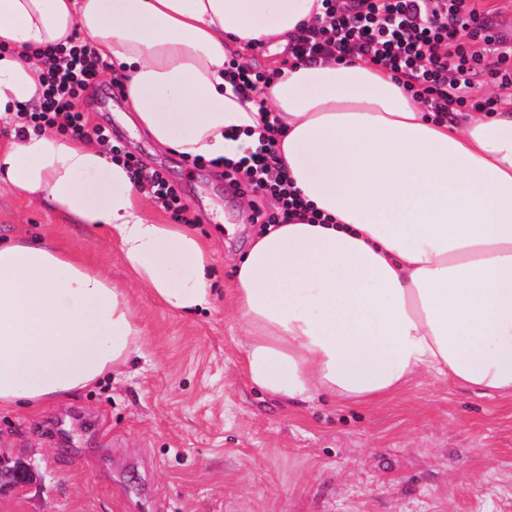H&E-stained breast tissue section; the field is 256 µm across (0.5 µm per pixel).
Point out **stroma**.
Returning a JSON list of instances; mask_svg holds the SVG:
<instances>
[{
	"instance_id": "stroma-1",
	"label": "stroma",
	"mask_w": 512,
	"mask_h": 512,
	"mask_svg": "<svg viewBox=\"0 0 512 512\" xmlns=\"http://www.w3.org/2000/svg\"><path fill=\"white\" fill-rule=\"evenodd\" d=\"M103 87L88 126L175 186L213 249L210 309L179 315L139 287L101 228L0 189V236L41 235L129 289L142 328L122 374L34 412L0 409V465L31 474L0 512H512V397L414 376L369 405L316 395L280 404L244 376L234 262L269 195H239L219 170L158 148Z\"/></svg>"
}]
</instances>
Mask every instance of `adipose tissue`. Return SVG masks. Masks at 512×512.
<instances>
[{"label":"adipose tissue","mask_w":512,"mask_h":512,"mask_svg":"<svg viewBox=\"0 0 512 512\" xmlns=\"http://www.w3.org/2000/svg\"><path fill=\"white\" fill-rule=\"evenodd\" d=\"M321 0H0V125L38 104L36 49L90 38L133 126L184 158H239L269 121L274 165L329 223L252 237L234 313L249 381L284 402H379L431 372L512 396V113L435 119L384 70L288 64L242 101L231 55L284 50ZM0 187L106 228L167 310L212 303L210 251L161 223L123 162L55 128L0 146ZM142 328L106 269L44 240L0 242V407L72 397L124 368Z\"/></svg>","instance_id":"1"}]
</instances>
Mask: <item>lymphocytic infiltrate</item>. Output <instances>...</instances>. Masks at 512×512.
<instances>
[{"label":"lymphocytic infiltrate","mask_w":512,"mask_h":512,"mask_svg":"<svg viewBox=\"0 0 512 512\" xmlns=\"http://www.w3.org/2000/svg\"><path fill=\"white\" fill-rule=\"evenodd\" d=\"M322 5V16L290 48L295 61L311 63L329 55L342 63L357 58L386 69L438 118L451 112L501 110L504 101L500 97L476 95L475 79L482 74L499 86L511 87L512 44L490 34L475 0H322ZM36 57L44 68V100L39 107L18 110L15 134L59 123L73 135H93L114 158L124 161L175 223H192L178 190L160 172L146 169L114 143L111 129L87 127L82 106L96 89L106 62L80 40L69 48L38 50ZM274 153L273 144L268 143L240 161L215 160L211 166L221 170L228 183L279 200V212L255 211L256 223L276 224L281 215L289 213L305 215L312 224L323 223L321 214L309 212L286 174H272Z\"/></svg>","instance_id":"lymphocytic-infiltrate-1"}]
</instances>
